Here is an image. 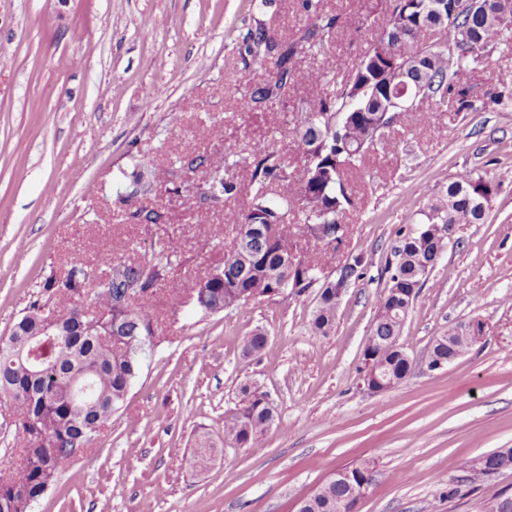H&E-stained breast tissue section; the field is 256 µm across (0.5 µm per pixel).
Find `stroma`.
Instances as JSON below:
<instances>
[{"label":"stroma","mask_w":512,"mask_h":512,"mask_svg":"<svg viewBox=\"0 0 512 512\" xmlns=\"http://www.w3.org/2000/svg\"><path fill=\"white\" fill-rule=\"evenodd\" d=\"M377 0H320L338 15L332 53L356 59L377 35ZM290 37L308 23L301 0H0V335L71 259L97 271L180 245L154 309L157 339L121 409L91 450L63 471L30 512H294L334 472L374 465L356 512H487L512 493V468L477 482L458 465L512 448V95L462 113L438 112L415 132L394 125L400 147L371 153L355 180L349 233L323 275L367 257L327 335L311 330L317 288L202 319L180 304L184 281L219 263L234 241L211 237L222 208L203 201L204 172L188 154L224 161L271 140L295 153L299 110L317 91L304 57L279 102L242 111L245 81L260 70L241 48L257 24ZM153 158L139 172L140 157ZM493 181L483 224L460 226L421 289L401 340L415 366L398 387L360 380L362 350L386 284L384 265L420 221L433 192L458 174ZM153 184L140 190L138 176ZM156 208L144 224L138 207ZM477 320L482 340L445 369L420 359L444 327ZM264 331L257 356L244 339ZM268 394L277 419L255 444L225 442L210 466H190L200 430L224 435L240 384Z\"/></svg>","instance_id":"1"}]
</instances>
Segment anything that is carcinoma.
Listing matches in <instances>:
<instances>
[{
    "label": "carcinoma",
    "instance_id": "cac0c4a2",
    "mask_svg": "<svg viewBox=\"0 0 512 512\" xmlns=\"http://www.w3.org/2000/svg\"><path fill=\"white\" fill-rule=\"evenodd\" d=\"M458 2L390 0L376 20L377 40L358 61L348 66L337 58L328 70L310 76L309 82L318 86L343 74L336 93L321 92L307 102L295 128L299 154H310L305 160L310 178L303 174L292 178L288 154L270 144L245 159L249 172L245 189L222 166H209L204 186L212 202L223 204L242 194L246 201L243 211L226 212V223L235 226L240 244L224 252L221 274L206 282L192 280L181 288L182 300L200 317L250 306L243 298L246 293L262 301L290 283L303 291L318 279L320 266L315 260L305 254L291 259L298 240L322 249L320 236L341 242L336 225L356 207L354 174L376 146H396L385 130L376 139L367 132L375 114L385 126H392L385 117L389 97L379 85L400 58L383 56L386 48L415 55L409 82L421 85L420 99L431 102L436 112H466L480 100L498 102L512 91V73L495 74L480 95H472L463 83L468 60L494 49L512 33V0H477L469 11L459 9ZM302 8L311 18L299 37L288 39L261 25L246 38L245 53L265 69L266 76L248 88L243 109L284 98L295 85L298 58L326 53L337 36L338 16L319 11L312 0H303ZM338 112L348 116L339 127L334 121ZM494 194L492 182L481 175L454 176L421 211L424 229L405 234L393 258L386 261L388 279L375 300L363 358L382 363L395 384L410 373L411 362L400 343L409 290L422 288L458 227L485 223ZM176 251L177 246L168 241L150 259L98 277L75 260L60 283L45 284L57 288L61 301L52 307L33 302L10 334L0 337V400L12 405L20 437L18 472L0 474V512H28V502L15 497L14 490L27 487L37 493L47 488L90 449L94 435L85 423L107 425L121 408L141 371L134 344L154 342L153 295L168 276ZM99 277L110 280V287L88 292L89 283ZM337 306L336 280H328L312 314L315 334L332 329ZM433 343L434 355L444 359L459 358L471 348L458 323L448 325ZM266 345L267 336L258 331L246 339L243 352L258 355ZM76 378L89 383V400L81 417L70 395ZM272 421L266 393L245 383L238 407L224 415V437L247 446L263 436ZM211 448V436L200 434L192 467H207ZM351 474L348 482L327 480L296 512H353L376 472L362 464L351 468Z\"/></svg>",
    "mask_w": 512,
    "mask_h": 512
}]
</instances>
